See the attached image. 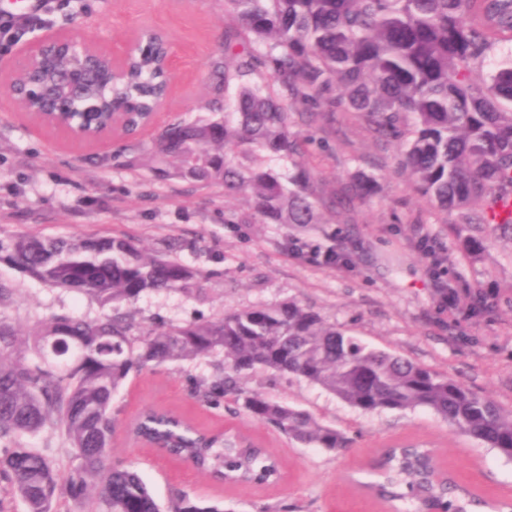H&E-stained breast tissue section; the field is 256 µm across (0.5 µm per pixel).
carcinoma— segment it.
Listing matches in <instances>:
<instances>
[{
  "mask_svg": "<svg viewBox=\"0 0 512 512\" xmlns=\"http://www.w3.org/2000/svg\"><path fill=\"white\" fill-rule=\"evenodd\" d=\"M238 26L224 30V69H216L212 115L163 127L153 152L158 177L222 184L247 194L260 224H319L323 195L299 165L295 128L322 122L336 107L360 114L381 137L398 142L400 165L417 191L446 211L512 197V58L480 87L472 75L493 47L512 42V0H224ZM160 43L137 50L127 81L107 91L101 67L80 90L62 92V57L18 86L44 94L33 111L110 104L138 122L162 93ZM375 180L358 174L345 192L365 198ZM0 262L41 283L88 296L97 320L57 315L25 335L0 316V480L29 512H55L62 495L88 501L90 512H224L187 492L161 507L138 470L106 467L117 421L113 397L133 374L165 363L222 357L210 377L191 378L199 401L224 397L249 417L270 424L297 444L337 453L346 435L310 412L246 392L238 379L266 370L303 378L363 413L428 409L512 460V409L480 397L455 378L399 355L371 348L288 302L227 313L212 321L143 326L123 304L149 292L193 295L206 273L148 254L125 236L62 238L21 234L0 240ZM44 428L64 431L77 464L67 476L45 453L14 439ZM141 440L191 463L214 481L277 478L263 448L222 432L197 429L169 413L146 411L134 423ZM373 488L390 512H508L457 485L436 469L427 448H387Z\"/></svg>",
  "mask_w": 512,
  "mask_h": 512,
  "instance_id": "cac0c4a2",
  "label": "carcinoma"
}]
</instances>
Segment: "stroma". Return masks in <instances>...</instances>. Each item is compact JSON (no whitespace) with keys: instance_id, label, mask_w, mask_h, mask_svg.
Returning <instances> with one entry per match:
<instances>
[{"instance_id":"35a3bbf8","label":"stroma","mask_w":512,"mask_h":512,"mask_svg":"<svg viewBox=\"0 0 512 512\" xmlns=\"http://www.w3.org/2000/svg\"><path fill=\"white\" fill-rule=\"evenodd\" d=\"M45 31L112 49L131 43L142 28L162 30L175 65L154 126L133 137L79 143L20 110L3 88L14 53L0 54V239L37 232L81 239L127 235L151 253H162L207 272L204 297L152 292L126 304L143 325L186 324L223 313L295 301L347 335L448 374L482 397L512 408V236L480 224L479 208L463 213L432 208L412 178L395 168L396 143L372 132L357 113L337 108L328 124L299 126L302 162L321 183L334 208L319 224H251L245 196H225L221 185L153 177L144 160L158 126L180 116H208L216 63L224 58V30L233 19L224 0H48ZM374 177L372 198L340 195L355 174ZM433 238L447 253L442 278L418 247ZM486 242L474 253L465 239ZM296 241L297 256L287 249ZM348 255L345 265L322 260L327 248ZM0 280L14 290L0 308L7 322L29 330L57 314L94 320L102 311L87 296L55 288L0 263ZM459 292L456 306L440 303V289ZM491 306L467 313L473 291ZM215 372L210 358L146 369L132 375L115 396L118 425L110 462L133 464L160 504L179 492L217 500L226 512H387L369 495L368 465L377 451L420 444L436 449L442 468L478 495L512 494V461L453 430L425 409L364 414L304 379L256 371L247 390L308 410L343 430L347 450L330 454L289 441L270 425L228 405H203L191 396L189 376ZM155 407L210 430H227L261 444L281 462L283 478L268 487L214 482L190 465L135 444L128 425Z\"/></svg>"}]
</instances>
